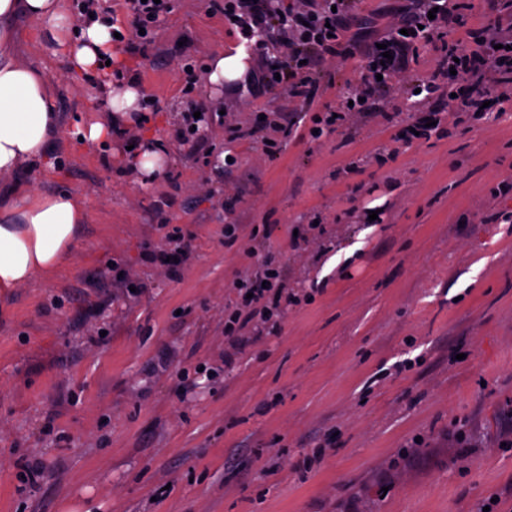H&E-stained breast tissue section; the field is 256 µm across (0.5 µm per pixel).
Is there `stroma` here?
<instances>
[{"label": "stroma", "instance_id": "stroma-1", "mask_svg": "<svg viewBox=\"0 0 512 512\" xmlns=\"http://www.w3.org/2000/svg\"><path fill=\"white\" fill-rule=\"evenodd\" d=\"M172 5L122 68L151 101L138 140L169 152L149 183L123 140L78 141L101 93L17 22L64 120L33 186L84 196L89 217L65 269L0 298V512H512V223L483 221L512 212L492 196L512 177V105L408 146L405 101L377 98L315 140L359 60L305 118L279 90L218 99L207 65L240 34L210 0ZM191 99L211 142L196 155L175 136ZM226 111L298 128L271 156ZM228 224L258 229L255 255ZM175 231L193 255L173 279L145 255ZM261 265L299 302L228 341L236 283Z\"/></svg>", "mask_w": 512, "mask_h": 512}]
</instances>
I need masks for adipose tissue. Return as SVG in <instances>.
<instances>
[{
	"label": "adipose tissue",
	"instance_id": "1",
	"mask_svg": "<svg viewBox=\"0 0 512 512\" xmlns=\"http://www.w3.org/2000/svg\"><path fill=\"white\" fill-rule=\"evenodd\" d=\"M45 24L53 38L69 26L64 0H0V296L34 279L56 275L78 249L77 232L88 217L83 197L66 190L34 191L28 176L41 174L61 131L53 88L41 69L21 59L18 18ZM112 27L95 20L66 52L69 72L106 78L104 61H121ZM245 48L216 54L207 70L212 93L234 89L248 71ZM141 90L131 80L112 83L106 121L78 128L84 143H107L142 124Z\"/></svg>",
	"mask_w": 512,
	"mask_h": 512
}]
</instances>
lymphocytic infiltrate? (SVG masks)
Listing matches in <instances>:
<instances>
[{"label": "lymphocytic infiltrate", "instance_id": "f902f5d3", "mask_svg": "<svg viewBox=\"0 0 512 512\" xmlns=\"http://www.w3.org/2000/svg\"><path fill=\"white\" fill-rule=\"evenodd\" d=\"M357 0H224L225 18L233 19L248 47L261 53V67L252 82L283 88L295 102H313L325 73L324 66L358 57L362 84L320 123L332 129L337 122H355L375 95L413 101L424 106L441 88L454 91L452 112H480L483 103L512 100V16L502 15L500 0H484L491 21L472 31L467 42L442 46L436 78L426 81L410 73L411 55L420 41H433L464 26L462 0H400L385 24L360 20ZM125 19L111 17L112 29L134 50L153 43L171 8L168 0H124ZM390 58H383V51ZM467 84V94L456 93ZM251 297L232 312L225 326L234 336L270 312L285 313L293 305L280 274L264 270L245 281Z\"/></svg>", "mask_w": 512, "mask_h": 512}]
</instances>
